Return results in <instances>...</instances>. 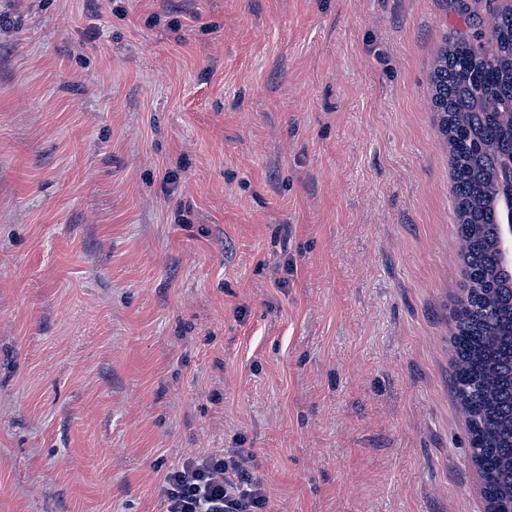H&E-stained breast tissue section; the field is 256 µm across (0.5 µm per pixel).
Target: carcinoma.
<instances>
[{
  "label": "carcinoma",
  "instance_id": "cac0c4a2",
  "mask_svg": "<svg viewBox=\"0 0 512 512\" xmlns=\"http://www.w3.org/2000/svg\"><path fill=\"white\" fill-rule=\"evenodd\" d=\"M491 39H449L431 77V106L451 161L463 266L455 312L453 389L472 440L483 494L512 512V260L500 247L512 185V5Z\"/></svg>",
  "mask_w": 512,
  "mask_h": 512
}]
</instances>
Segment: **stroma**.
<instances>
[{"label":"stroma","mask_w":512,"mask_h":512,"mask_svg":"<svg viewBox=\"0 0 512 512\" xmlns=\"http://www.w3.org/2000/svg\"><path fill=\"white\" fill-rule=\"evenodd\" d=\"M505 0H0V512H487L430 76ZM265 480L242 448L189 457L161 485L166 512H270Z\"/></svg>","instance_id":"obj_1"}]
</instances>
